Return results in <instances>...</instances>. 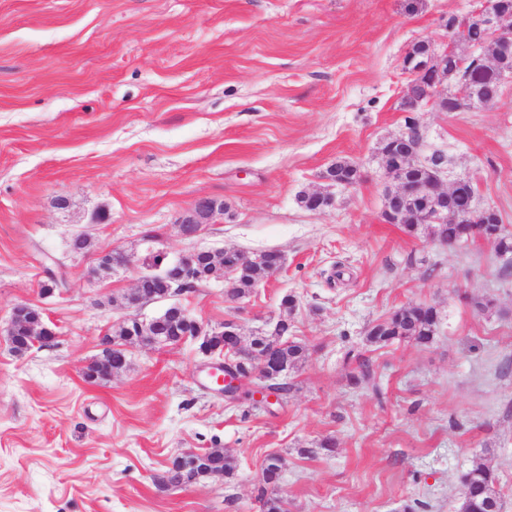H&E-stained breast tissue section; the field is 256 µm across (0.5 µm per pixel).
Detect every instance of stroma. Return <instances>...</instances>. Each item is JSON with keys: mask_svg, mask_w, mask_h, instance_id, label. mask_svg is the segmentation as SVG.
Returning <instances> with one entry per match:
<instances>
[{"mask_svg": "<svg viewBox=\"0 0 512 512\" xmlns=\"http://www.w3.org/2000/svg\"><path fill=\"white\" fill-rule=\"evenodd\" d=\"M480 6L0 0V325L26 303L57 333L21 356L0 341V512H262L272 453L287 512H456L459 477L479 462L512 512V278L482 240L446 247L383 219L380 147L406 129L405 57L421 42L442 51L448 20ZM413 116L421 157H447L443 183L473 179L478 204L512 225V77L492 106ZM339 161L358 166L356 185L327 181ZM313 191L334 207H301ZM202 198L228 210L184 236ZM197 248L285 255L249 297L229 299L218 279L180 301L246 341L295 295L289 337L306 360L287 403L262 405L247 379L225 399L191 339L128 347L124 371L85 380L103 336L165 308L126 301L146 259ZM107 252L127 263L101 275ZM51 260L65 284L46 297ZM409 304L438 311L432 344L366 342L372 321ZM358 355L383 399L350 386ZM327 436L334 452L304 456ZM211 448L232 477L158 484L172 456Z\"/></svg>", "mask_w": 512, "mask_h": 512, "instance_id": "stroma-1", "label": "stroma"}]
</instances>
